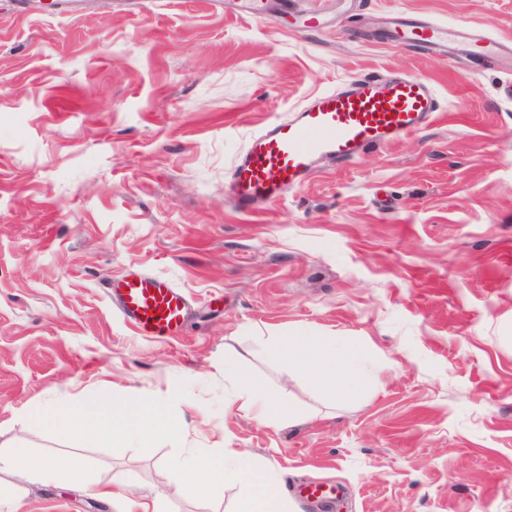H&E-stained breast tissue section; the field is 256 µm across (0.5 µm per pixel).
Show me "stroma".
I'll use <instances>...</instances> for the list:
<instances>
[{
    "instance_id": "35a3bbf8",
    "label": "stroma",
    "mask_w": 512,
    "mask_h": 512,
    "mask_svg": "<svg viewBox=\"0 0 512 512\" xmlns=\"http://www.w3.org/2000/svg\"><path fill=\"white\" fill-rule=\"evenodd\" d=\"M0 0V448L82 458L90 486L20 481L0 512H117L122 482L160 512L198 503L177 447L243 451L336 512H512V72L379 42L392 12L512 44V0ZM316 25H304L306 11ZM362 28V37L349 35ZM421 75L442 110L419 134L322 168L258 214L226 180L248 136L344 79ZM145 271L182 289V333L135 329L106 286ZM354 338L373 374L335 403L264 352L268 336ZM302 414L224 403V356ZM180 446L56 438L49 401L170 398Z\"/></svg>"
}]
</instances>
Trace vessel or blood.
<instances>
[{
    "instance_id": "vessel-or-blood-1",
    "label": "vessel or blood",
    "mask_w": 512,
    "mask_h": 512,
    "mask_svg": "<svg viewBox=\"0 0 512 512\" xmlns=\"http://www.w3.org/2000/svg\"><path fill=\"white\" fill-rule=\"evenodd\" d=\"M387 37L419 54L447 52L455 43L480 61H500L505 46L467 25L448 26L407 14L394 16ZM440 110L429 79L418 75L353 77L276 118L252 133L227 179L236 210L252 215L317 172L323 165H347L366 151L420 132ZM121 315L152 336H172L186 324L191 308L180 288L165 278L136 273L109 284Z\"/></svg>"
}]
</instances>
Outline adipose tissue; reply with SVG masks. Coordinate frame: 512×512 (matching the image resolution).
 <instances>
[{
    "mask_svg": "<svg viewBox=\"0 0 512 512\" xmlns=\"http://www.w3.org/2000/svg\"><path fill=\"white\" fill-rule=\"evenodd\" d=\"M267 345L273 359L300 370L325 394L341 397L349 389L367 384L364 354L354 341L300 331L291 336L268 337ZM224 381L229 386L228 401L251 417L260 421L298 420L294 410L272 402L262 384L241 371L235 357L224 359ZM1 472L58 486L87 482L85 467L79 459H70L60 466L51 460L35 459L24 445L0 452Z\"/></svg>",
    "mask_w": 512,
    "mask_h": 512,
    "instance_id": "adipose-tissue-1",
    "label": "adipose tissue"
}]
</instances>
